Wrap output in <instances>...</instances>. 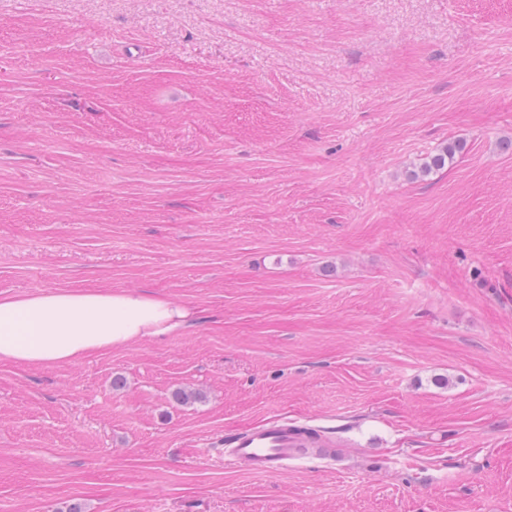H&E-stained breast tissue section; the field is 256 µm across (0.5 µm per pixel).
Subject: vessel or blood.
Here are the masks:
<instances>
[{
  "mask_svg": "<svg viewBox=\"0 0 512 512\" xmlns=\"http://www.w3.org/2000/svg\"><path fill=\"white\" fill-rule=\"evenodd\" d=\"M308 432V427L277 418L231 435L225 455L235 467L273 475L301 458L309 444Z\"/></svg>",
  "mask_w": 512,
  "mask_h": 512,
  "instance_id": "b4317fda",
  "label": "vessel or blood"
}]
</instances>
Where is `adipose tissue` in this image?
I'll use <instances>...</instances> for the list:
<instances>
[{
  "label": "adipose tissue",
  "instance_id": "1",
  "mask_svg": "<svg viewBox=\"0 0 512 512\" xmlns=\"http://www.w3.org/2000/svg\"><path fill=\"white\" fill-rule=\"evenodd\" d=\"M189 318L169 298L112 289L0 295V363L73 364L85 357L165 336Z\"/></svg>",
  "mask_w": 512,
  "mask_h": 512
}]
</instances>
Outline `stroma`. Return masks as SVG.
I'll return each mask as SVG.
<instances>
[{
  "mask_svg": "<svg viewBox=\"0 0 512 512\" xmlns=\"http://www.w3.org/2000/svg\"><path fill=\"white\" fill-rule=\"evenodd\" d=\"M510 140L512 0H0V294L190 313L0 364V512H512ZM464 144L461 141L449 142L438 153L431 156L420 168L422 176L429 175L433 171H439L446 166L448 161L452 160L457 152H461ZM310 427L281 417L239 431L229 437L225 457L236 467L255 474L273 475L308 448Z\"/></svg>",
  "mask_w": 512,
  "mask_h": 512,
  "instance_id": "stroma-1",
  "label": "stroma"
}]
</instances>
